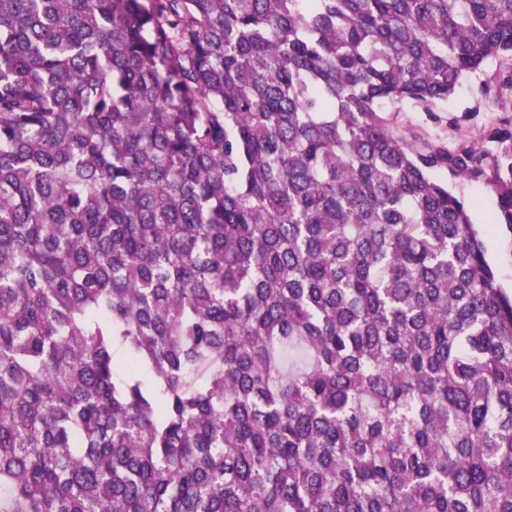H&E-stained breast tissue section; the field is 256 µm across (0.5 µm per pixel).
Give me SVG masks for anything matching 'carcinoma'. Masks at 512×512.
<instances>
[{"mask_svg": "<svg viewBox=\"0 0 512 512\" xmlns=\"http://www.w3.org/2000/svg\"><path fill=\"white\" fill-rule=\"evenodd\" d=\"M512 0H0V512H512V298L396 133Z\"/></svg>", "mask_w": 512, "mask_h": 512, "instance_id": "carcinoma-1", "label": "carcinoma"}]
</instances>
